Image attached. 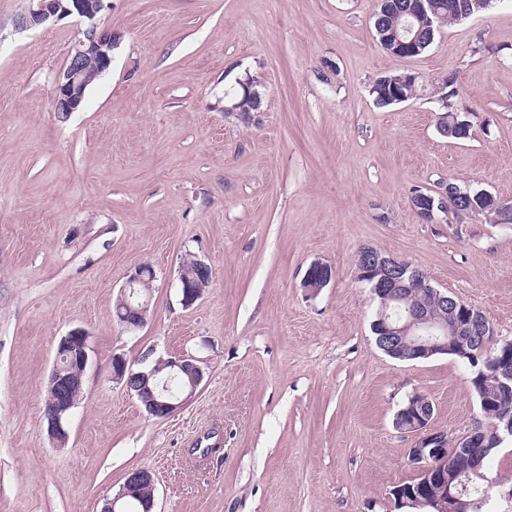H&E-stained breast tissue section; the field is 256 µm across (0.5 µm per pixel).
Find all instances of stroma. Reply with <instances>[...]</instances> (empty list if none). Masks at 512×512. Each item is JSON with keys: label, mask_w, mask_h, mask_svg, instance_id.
I'll return each mask as SVG.
<instances>
[{"label": "stroma", "mask_w": 512, "mask_h": 512, "mask_svg": "<svg viewBox=\"0 0 512 512\" xmlns=\"http://www.w3.org/2000/svg\"><path fill=\"white\" fill-rule=\"evenodd\" d=\"M0 0V512H103L130 470L155 477L156 512H397L417 436L395 428L417 393L449 437L489 426L462 361H398L370 324L362 248L405 260L512 341V224L490 213L424 220L414 190L452 182L512 202V0L441 27L397 57L379 0H108V71L67 118L56 80L74 17L21 31ZM422 85L377 107L379 76ZM250 75L255 112L225 95ZM455 75L468 138L438 129ZM210 264L183 306V260ZM335 278L313 292L309 266ZM151 265L145 324L120 326L129 273ZM90 335L83 395L56 447L43 403L57 344ZM199 358L197 394L149 416L110 361ZM217 454L193 448L207 433Z\"/></svg>", "instance_id": "1"}]
</instances>
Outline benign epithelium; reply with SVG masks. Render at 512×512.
Listing matches in <instances>:
<instances>
[{
  "label": "benign epithelium",
  "mask_w": 512,
  "mask_h": 512,
  "mask_svg": "<svg viewBox=\"0 0 512 512\" xmlns=\"http://www.w3.org/2000/svg\"><path fill=\"white\" fill-rule=\"evenodd\" d=\"M104 0H28L24 12L16 20L20 30H30L68 16H75L83 24L80 37L68 53L63 71L59 74L53 97L54 111L66 116L82 105L88 86L112 64V51L116 39L112 30L101 24ZM412 26L406 24L387 36L384 48L387 52L406 55L414 51L415 41L410 37ZM426 208L421 216L429 220L435 212H448L447 191L426 196ZM358 276L372 283L371 290L379 298L374 313L372 328L376 341L387 351L399 343H408L417 357L428 359L435 355L457 353V347L472 343L478 332L477 319L472 306L430 285L403 260L372 254L364 250L358 258ZM213 277L212 267L201 261L191 260L179 269V283L183 305L195 303L209 287ZM333 277L332 267L315 262L307 270L303 287L317 292ZM155 278L149 265H139L128 276L126 289L117 298L116 310L120 314V325L131 330L142 326L149 312V300L144 298L132 306L129 304L130 290L137 285L149 288ZM416 300L408 302L409 295ZM89 335L75 329L63 337L56 357L68 361L67 367L56 363L50 373L45 400L44 421L49 437L58 447H63L69 438V419L72 409L79 401L78 392L83 389L84 374L90 361ZM496 376L502 387H512V356L496 355ZM164 368L186 378L184 388L175 396L156 394L155 384ZM112 380L124 385L127 391L143 402L146 411L157 418H166L191 399L203 381L204 372L200 360L190 355H178L159 359L153 366L137 371L128 366L121 355L112 356ZM419 414L406 421L411 408ZM433 416V404L424 394H415L409 406L400 409L395 417V427L417 432L420 437L409 451V461L418 476L435 481L448 500V512H469L477 509L478 502L464 494L459 488V477L463 473H479L481 467L480 444L473 432L452 440L444 432H430L428 427ZM143 487L149 491L144 500V512H153L155 505V479L146 469L130 471L123 492L106 504L104 512H119V502L131 489Z\"/></svg>",
  "instance_id": "benign-epithelium-1"
}]
</instances>
